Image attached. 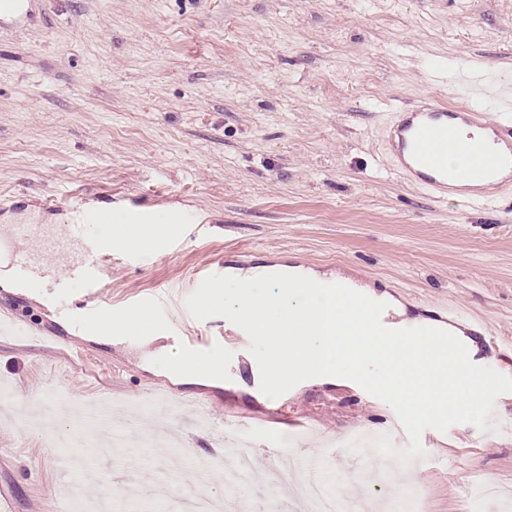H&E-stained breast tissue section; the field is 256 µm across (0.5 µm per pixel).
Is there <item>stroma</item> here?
<instances>
[{
    "label": "stroma",
    "mask_w": 512,
    "mask_h": 512,
    "mask_svg": "<svg viewBox=\"0 0 512 512\" xmlns=\"http://www.w3.org/2000/svg\"><path fill=\"white\" fill-rule=\"evenodd\" d=\"M512 81V0H29L0 18V225L76 215L45 197L129 198L181 214L183 235L142 253L112 251L114 306L199 269L288 260L389 286L419 310L483 323L490 385L443 427L398 417L349 386L312 384L281 403L245 390L182 386L152 370L163 342L89 337L64 307L0 289L25 323L0 338V466L16 512H181L183 496L220 498L217 458L237 439L258 466L274 448L317 442L321 472L351 482L360 461L333 445L366 435L416 461L414 512H512V191L486 201L437 199L394 168L387 128L397 107L433 96L474 101L458 70ZM35 393L59 419L35 432L19 397ZM109 397L163 412L179 432L170 453L145 425L113 448L82 439L69 406ZM254 416L239 437L214 435L224 413ZM364 490L395 496L400 483Z\"/></svg>",
    "instance_id": "obj_1"
}]
</instances>
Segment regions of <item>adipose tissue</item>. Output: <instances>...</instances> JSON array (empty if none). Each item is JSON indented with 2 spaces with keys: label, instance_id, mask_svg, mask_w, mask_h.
<instances>
[{
  "label": "adipose tissue",
  "instance_id": "ef3b65f1",
  "mask_svg": "<svg viewBox=\"0 0 512 512\" xmlns=\"http://www.w3.org/2000/svg\"><path fill=\"white\" fill-rule=\"evenodd\" d=\"M199 309L220 311L251 365L250 393L285 400L308 384L388 391L412 417L447 423L448 396L461 381L479 393L485 354L464 321L445 322L408 306L387 287L336 271L282 261L228 266L222 290L202 295ZM163 371L176 384L224 385V352L186 366L168 348Z\"/></svg>",
  "mask_w": 512,
  "mask_h": 512
}]
</instances>
